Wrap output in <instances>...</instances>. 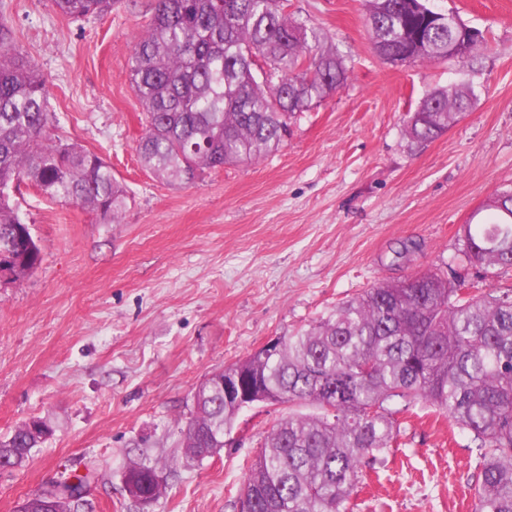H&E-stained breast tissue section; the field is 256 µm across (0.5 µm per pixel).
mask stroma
I'll return each mask as SVG.
<instances>
[{
	"label": "stroma",
	"mask_w": 512,
	"mask_h": 512,
	"mask_svg": "<svg viewBox=\"0 0 512 512\" xmlns=\"http://www.w3.org/2000/svg\"><path fill=\"white\" fill-rule=\"evenodd\" d=\"M150 3L73 20L51 0H0L21 54L50 83L52 137L103 157L128 194L117 224L27 185L15 197L42 261L0 282V435L33 417L52 433L24 468L0 471V512L74 475L87 478L93 512H238L244 463L282 415L312 408L243 410L221 455L189 463L179 431L197 386L380 281L464 274V224L512 191V0H428L488 44L408 66L374 52L366 0H290L342 55L347 86L292 118L260 162L181 186L136 151L144 108L129 84L131 41ZM460 83L472 106L445 134L411 143L409 109ZM417 412L398 447L364 466L355 512H474L481 461L469 435L430 406ZM134 461L165 478L151 507L124 489Z\"/></svg>",
	"instance_id": "35a3bbf8"
}]
</instances>
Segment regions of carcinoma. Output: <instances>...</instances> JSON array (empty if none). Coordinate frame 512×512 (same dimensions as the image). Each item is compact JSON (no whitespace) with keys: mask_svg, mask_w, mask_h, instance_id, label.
I'll return each mask as SVG.
<instances>
[{"mask_svg":"<svg viewBox=\"0 0 512 512\" xmlns=\"http://www.w3.org/2000/svg\"><path fill=\"white\" fill-rule=\"evenodd\" d=\"M116 0H52L71 19L99 17ZM378 55L411 51L414 61L447 60L456 32L428 26L406 0H368ZM130 83L144 107L142 165L168 185L188 184L227 163H255L281 146L288 119L344 87L350 72L318 28L288 12V0H152L146 29L131 46ZM47 81L21 56L0 21V254L13 280L32 273L41 252L10 188L28 181L44 196L120 223L126 192L112 167L79 142L54 139ZM473 97L467 85L436 90L406 124L416 144L445 133ZM482 221L464 225L463 261L483 274L512 268V192ZM246 375L269 405L308 403L316 412L281 417L251 459L238 512H350L361 466L399 447L398 416L427 404L466 431L482 464L472 485L475 512H512V290L480 288L462 276L414 273L379 282L326 319L212 375L180 434L186 461L224 449L215 433L233 428L243 406L225 402L219 381ZM0 437V454L23 466L51 434L34 419ZM124 487L156 502L164 482L133 463ZM53 504L35 494L19 512L92 510L69 481Z\"/></svg>","mask_w":512,"mask_h":512,"instance_id":"1","label":"carcinoma"}]
</instances>
